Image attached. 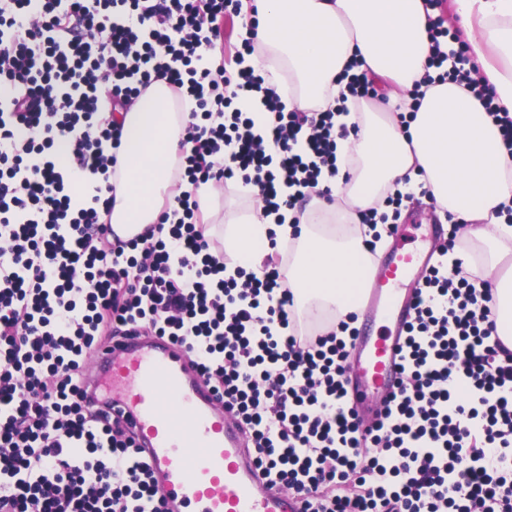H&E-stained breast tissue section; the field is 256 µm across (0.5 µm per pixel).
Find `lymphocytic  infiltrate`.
Segmentation results:
<instances>
[{"instance_id": "1", "label": "lymphocytic infiltrate", "mask_w": 512, "mask_h": 512, "mask_svg": "<svg viewBox=\"0 0 512 512\" xmlns=\"http://www.w3.org/2000/svg\"><path fill=\"white\" fill-rule=\"evenodd\" d=\"M237 0H0V512H165L122 421L91 406L81 379L103 338L171 337L246 428L273 484L309 512H512V350L494 338L487 282L463 275L459 223L416 293L401 391L361 427L344 367L357 314L303 329L278 247L262 273L237 268L204 237L195 187L241 178L265 215L296 208L337 174L333 113L285 111L274 89L213 52ZM430 64L448 68L496 116L512 114L473 79L442 18ZM164 75L196 101L182 152L189 189L178 218L110 241L111 198L73 199V177L109 179L127 109ZM263 91L272 145L235 107ZM70 146L60 165L59 141Z\"/></svg>"}]
</instances>
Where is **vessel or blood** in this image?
I'll return each instance as SVG.
<instances>
[{
    "instance_id": "1",
    "label": "vessel or blood",
    "mask_w": 512,
    "mask_h": 512,
    "mask_svg": "<svg viewBox=\"0 0 512 512\" xmlns=\"http://www.w3.org/2000/svg\"><path fill=\"white\" fill-rule=\"evenodd\" d=\"M434 260V254L422 256L401 244L372 258L362 304L370 311L384 309L396 331L375 335L369 321H362L352 342L357 362L347 371L350 406L367 412L398 394L414 311L395 286ZM105 378L116 390L111 402L128 420L137 456L147 464L166 512H302V497L268 487L239 420L168 337L140 335L104 345L86 365L82 388L94 393Z\"/></svg>"
}]
</instances>
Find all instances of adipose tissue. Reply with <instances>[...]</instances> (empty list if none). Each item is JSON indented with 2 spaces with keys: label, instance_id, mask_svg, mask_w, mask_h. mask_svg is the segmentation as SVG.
I'll use <instances>...</instances> for the list:
<instances>
[{
  "label": "adipose tissue",
  "instance_id": "1",
  "mask_svg": "<svg viewBox=\"0 0 512 512\" xmlns=\"http://www.w3.org/2000/svg\"><path fill=\"white\" fill-rule=\"evenodd\" d=\"M448 7L478 66L477 81L512 113V0H449ZM243 11L255 46L246 63L286 109L330 111L336 125L358 133L338 139L339 172L309 190L303 214L285 210L278 224L256 206L225 221L230 266L261 271L272 241L290 242L287 284L296 308L327 305L336 319L346 318L367 286L369 229L359 212L390 192L419 195L439 216L465 220V240L484 256L497 335L512 349V272L502 267L512 254V225L498 214L512 207V152L474 93L429 68L434 10L426 0H245ZM348 67L364 76L373 99L351 97L339 79ZM415 89L422 92L416 99ZM194 107L192 97L174 98L159 76L131 110L117 112L122 134L110 222L121 238L176 209L180 143Z\"/></svg>",
  "mask_w": 512,
  "mask_h": 512
}]
</instances>
